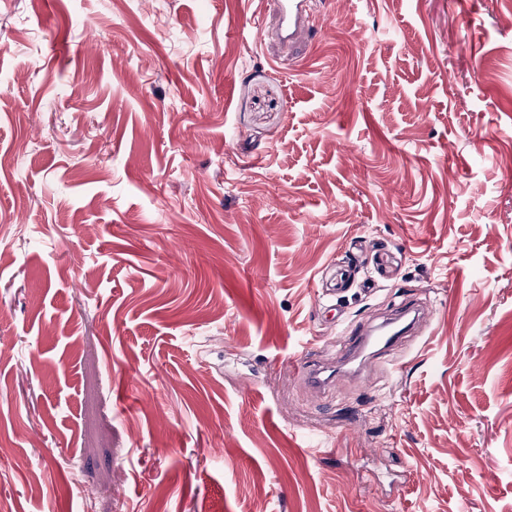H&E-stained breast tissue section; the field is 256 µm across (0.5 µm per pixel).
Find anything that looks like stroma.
I'll list each match as a JSON object with an SVG mask.
<instances>
[{
	"label": "stroma",
	"mask_w": 512,
	"mask_h": 512,
	"mask_svg": "<svg viewBox=\"0 0 512 512\" xmlns=\"http://www.w3.org/2000/svg\"><path fill=\"white\" fill-rule=\"evenodd\" d=\"M313 7L0 0V512H512V0ZM276 30L288 45L304 42L313 27L306 0H273ZM390 331L383 333L381 336H387ZM348 335L347 350H346V361L348 363L354 362L359 358L363 357L368 351L369 354H376L391 345L380 342L381 336L374 337L371 333H368L364 329L351 330L346 333ZM308 362L301 361L297 363L296 369L297 373L301 378L305 379V381L315 387H323L333 383L336 379L335 371H331L328 375H324L326 371H322L318 368L312 367L311 365H307Z\"/></svg>",
	"instance_id": "35a3bbf8"
}]
</instances>
